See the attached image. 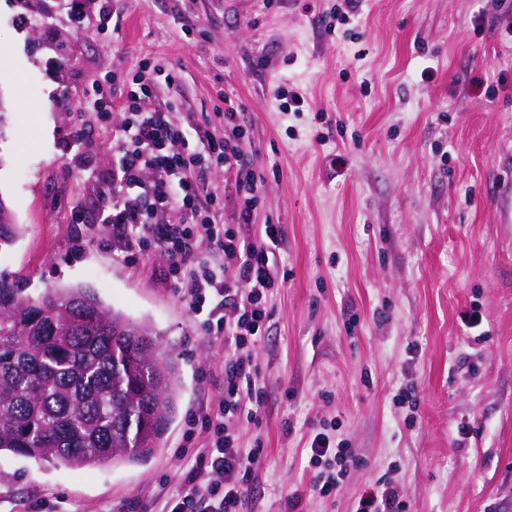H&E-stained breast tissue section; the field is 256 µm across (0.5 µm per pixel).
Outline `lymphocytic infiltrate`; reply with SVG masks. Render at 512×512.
Instances as JSON below:
<instances>
[{
	"mask_svg": "<svg viewBox=\"0 0 512 512\" xmlns=\"http://www.w3.org/2000/svg\"><path fill=\"white\" fill-rule=\"evenodd\" d=\"M153 69L139 66L127 83L121 106L122 134L112 143V205L102 225L117 233L128 249L152 246L167 256L180 300L213 336L224 341V394L216 407L196 413L188 439L205 434L179 475V489L165 497L161 512H245L260 479L261 448L244 449L241 437L255 422L265 401L256 386L260 370L254 349L267 336L272 311L268 298L282 281L272 266L283 225H265L259 239L240 235L238 227L214 220L202 200V180L212 168L237 172L235 191L242 199L240 222L250 224L262 200L263 179L252 165L241 109L224 101V135L210 138L191 153L173 151L184 138L170 113L150 103ZM153 178L141 183L143 170ZM175 213V222L161 221ZM233 274H226V263ZM363 460L348 440L335 438L330 424L314 429L306 450L311 488L329 498L347 483ZM400 485L377 480L359 496L355 512H403Z\"/></svg>",
	"mask_w": 512,
	"mask_h": 512,
	"instance_id": "obj_1",
	"label": "lymphocytic infiltrate"
}]
</instances>
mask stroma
<instances>
[{
	"instance_id": "stroma-1",
	"label": "stroma",
	"mask_w": 512,
	"mask_h": 512,
	"mask_svg": "<svg viewBox=\"0 0 512 512\" xmlns=\"http://www.w3.org/2000/svg\"><path fill=\"white\" fill-rule=\"evenodd\" d=\"M95 0L76 33L64 0H0V197L22 226L0 271L94 290L153 324L175 358L174 424L147 464L66 469L0 453V512H158L186 463L188 418L224 390L223 340L179 299L167 258L102 232L125 115L122 81L172 69L152 103L185 132L224 133L241 107L263 201L246 232L281 224L285 281L257 348L265 404L242 438L261 443L247 512H353L380 477L405 512H512V0ZM334 15L326 28L325 15ZM111 79L112 112L87 99ZM301 94L284 112L278 89ZM235 169L210 170L223 224H238ZM481 322L470 327L471 314ZM414 385L416 408L393 397ZM336 420L363 459L330 499L305 468L313 424Z\"/></svg>"
}]
</instances>
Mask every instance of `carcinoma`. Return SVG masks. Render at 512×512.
I'll use <instances>...</instances> for the list:
<instances>
[{
  "instance_id": "1",
  "label": "carcinoma",
  "mask_w": 512,
  "mask_h": 512,
  "mask_svg": "<svg viewBox=\"0 0 512 512\" xmlns=\"http://www.w3.org/2000/svg\"><path fill=\"white\" fill-rule=\"evenodd\" d=\"M20 231L0 198V247ZM177 397L175 359L150 325L86 288L34 296L0 272V452L68 469L142 464Z\"/></svg>"
}]
</instances>
